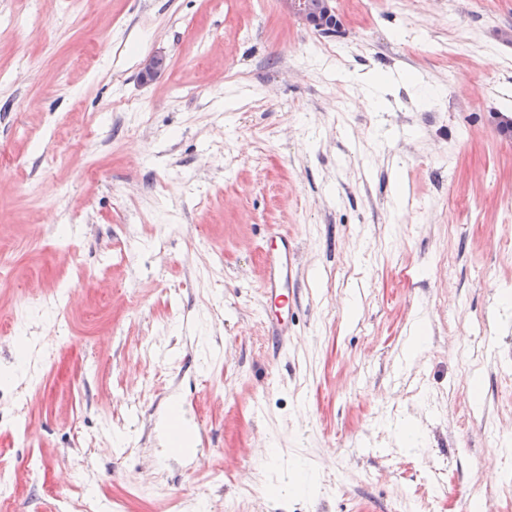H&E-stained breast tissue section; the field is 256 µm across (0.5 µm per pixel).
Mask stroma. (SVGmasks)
Listing matches in <instances>:
<instances>
[{"mask_svg": "<svg viewBox=\"0 0 512 512\" xmlns=\"http://www.w3.org/2000/svg\"><path fill=\"white\" fill-rule=\"evenodd\" d=\"M336 13L320 35L282 0H0L14 512H512V0ZM293 256L288 234L278 237L276 246L264 255L265 279L261 285L263 292L277 302L286 314L285 325L288 326V279L289 260Z\"/></svg>", "mask_w": 512, "mask_h": 512, "instance_id": "stroma-1", "label": "stroma"}]
</instances>
